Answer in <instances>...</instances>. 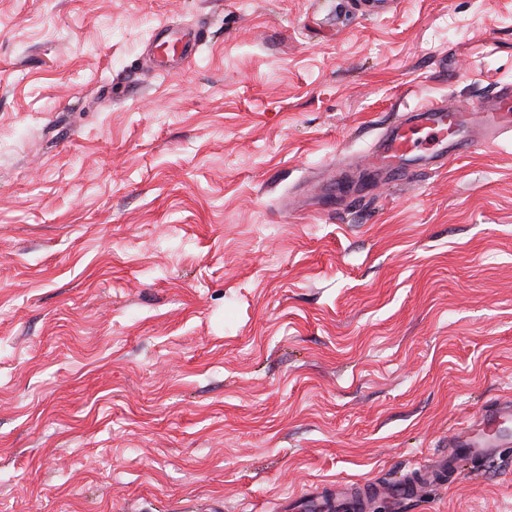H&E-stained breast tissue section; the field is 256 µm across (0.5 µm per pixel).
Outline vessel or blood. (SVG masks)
Listing matches in <instances>:
<instances>
[{
    "instance_id": "obj_1",
    "label": "vessel or blood",
    "mask_w": 512,
    "mask_h": 512,
    "mask_svg": "<svg viewBox=\"0 0 512 512\" xmlns=\"http://www.w3.org/2000/svg\"><path fill=\"white\" fill-rule=\"evenodd\" d=\"M197 36L172 33L169 26L157 29L156 46L163 52H177L192 61ZM512 99V85L505 84L490 99L469 107H453L442 101H429L401 114L379 136L367 165L370 183L384 180L406 183L414 174L444 168L461 158L475 143H492L512 132V113L503 110ZM512 419V399L502 398L488 407L478 419L458 421L449 440L450 449H466L469 458L487 460L512 440L499 435L494 427Z\"/></svg>"
}]
</instances>
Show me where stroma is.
Listing matches in <instances>:
<instances>
[{"label": "stroma", "instance_id": "stroma-1", "mask_svg": "<svg viewBox=\"0 0 512 512\" xmlns=\"http://www.w3.org/2000/svg\"><path fill=\"white\" fill-rule=\"evenodd\" d=\"M503 84L512 0H0V512H278L512 397V139L323 198ZM368 512H512V447ZM198 38L193 35L176 36L168 25H161L157 28L156 48L163 52H175L178 47L179 57L187 63L194 59Z\"/></svg>", "mask_w": 512, "mask_h": 512}]
</instances>
